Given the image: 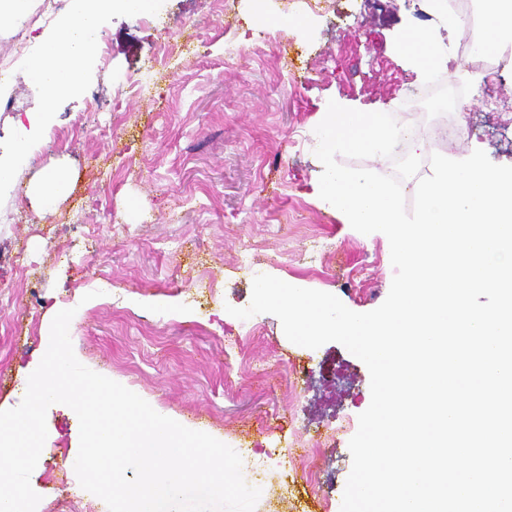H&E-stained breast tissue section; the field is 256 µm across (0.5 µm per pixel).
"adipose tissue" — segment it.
I'll return each instance as SVG.
<instances>
[{
  "label": "adipose tissue",
  "instance_id": "ef3b65f1",
  "mask_svg": "<svg viewBox=\"0 0 512 512\" xmlns=\"http://www.w3.org/2000/svg\"><path fill=\"white\" fill-rule=\"evenodd\" d=\"M151 6V0H68L67 11L54 19L51 29L34 36V49L24 65L31 84L43 97L27 113L26 124L17 128L14 154L0 158V188L14 181L27 161L28 144L51 124L53 102L79 89L82 66L95 51L106 16L116 9L137 14ZM483 14L484 34L476 47L492 54L512 42V0H483Z\"/></svg>",
  "mask_w": 512,
  "mask_h": 512
}]
</instances>
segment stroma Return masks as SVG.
Masks as SVG:
<instances>
[{"label": "stroma", "instance_id": "stroma-1", "mask_svg": "<svg viewBox=\"0 0 512 512\" xmlns=\"http://www.w3.org/2000/svg\"><path fill=\"white\" fill-rule=\"evenodd\" d=\"M156 16L112 13L84 83L55 103L0 193V410L20 404L55 314L75 309L71 341L86 367L153 408L236 448L261 496L255 512H340L349 441L371 401L365 364L344 346L290 342L280 320H240L253 279L269 274L337 296L365 313L386 299L394 269L379 235L360 236L316 192V126L328 101L392 109L429 83L406 36L455 40L426 0H158ZM11 56L0 80V147L41 98ZM145 82L134 92V81ZM430 154L483 150L512 165V114L466 97L444 112H403ZM452 124L439 141L433 126ZM111 129L100 137L99 127ZM60 169L70 194L47 216L30 190ZM83 222H76V214ZM253 248L254 263L241 254ZM106 289L88 305L86 293ZM30 482L36 512H108L79 484V422L50 406Z\"/></svg>", "mask_w": 512, "mask_h": 512}]
</instances>
